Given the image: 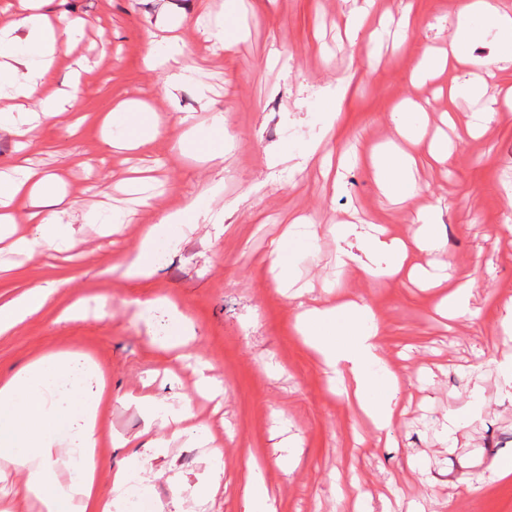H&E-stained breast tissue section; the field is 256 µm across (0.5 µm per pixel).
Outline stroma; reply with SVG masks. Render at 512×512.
<instances>
[{
    "instance_id": "obj_1",
    "label": "stroma",
    "mask_w": 512,
    "mask_h": 512,
    "mask_svg": "<svg viewBox=\"0 0 512 512\" xmlns=\"http://www.w3.org/2000/svg\"><path fill=\"white\" fill-rule=\"evenodd\" d=\"M193 0H48L52 13L83 20L81 38L63 47L54 84L81 73L85 121L70 114L42 126L18 151L0 132V172L29 158L59 175L62 190L113 219L87 224L64 215L75 249L46 258L0 252V302L28 288L55 286L40 313L0 335V384L36 359L69 357L83 372L81 392L105 386L96 448L99 493L112 497L115 472L159 440L151 493L142 512H243L249 461L261 464L277 512H512V475L497 479L494 459L512 456V395L498 368L512 339L498 327L512 297V110L497 109L485 130L469 133L472 102L449 99L463 73L421 79L417 57L447 46L462 0H374L371 28L351 37L349 13L364 0H206L187 28L192 79L171 93L142 59L145 31L192 16ZM224 24L230 49L210 40ZM159 116L156 137L123 157L108 154L99 117L118 102ZM422 104L421 121L447 139L449 164L415 147L413 178L423 191L404 203L387 198L369 159L324 172V150L369 152L397 134L392 113ZM223 112L225 129L212 126ZM191 112L184 133L176 113ZM224 146V161L205 162ZM438 204L447 238L437 259L470 279L474 317L448 324L436 313L439 288L409 280H371L336 268L330 224H383L409 237L411 209ZM162 226L149 275L132 277L125 260ZM314 221L315 238L291 244V276L302 298L284 293L272 250L293 218ZM367 302L381 328L382 355L403 375V414L393 440L366 427L298 330L302 306L336 299ZM78 316L63 319L72 304ZM208 361L218 395L197 392L195 360ZM173 405L190 399L191 432L149 421L138 399ZM480 408H473V398ZM462 420L456 443L443 442L449 413ZM222 486L204 499L172 500L169 480L202 487L214 450Z\"/></svg>"
}]
</instances>
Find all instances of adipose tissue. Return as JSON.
I'll use <instances>...</instances> for the list:
<instances>
[{"label":"adipose tissue","instance_id":"obj_1","mask_svg":"<svg viewBox=\"0 0 512 512\" xmlns=\"http://www.w3.org/2000/svg\"><path fill=\"white\" fill-rule=\"evenodd\" d=\"M45 0H17L9 19L0 26V130L10 133L19 146L31 145L40 125L51 123L70 111L77 99L76 91L53 87V65L62 47L71 43L80 27L79 21L67 16H52L44 9ZM489 21L499 39L512 45V15L502 12L494 0H464L456 20L454 34L442 54L422 52L418 71L432 77L438 70L453 64L470 67L468 78L455 84L450 93L478 103L472 114L473 129H481L488 120V109L480 105L484 97L503 101L512 108V88L505 94L493 93L490 78L512 69V56L476 58L467 47L477 31L474 18ZM171 24L160 22L148 30L149 43L164 41V56L146 52L147 69L162 77L160 87L170 90L188 76L190 67L184 40L171 32ZM379 184L386 192L413 195L417 187L408 176L410 157L402 149H391L377 157ZM28 202L29 221L33 229L26 238H14L15 215L10 209ZM82 210L79 200L61 195L58 180L38 167L19 164L13 174L0 173V242L13 239L16 248L28 253L44 250L56 252L72 246L73 240L62 217ZM414 226L412 243L386 237L383 229L373 225L361 228L354 224H336L332 231L340 247L338 261L345 268H358L371 279H397L404 270L434 282L436 273L410 264V246L434 252L441 250L438 209L435 205L416 208L408 216ZM54 288L39 287L0 304V335L6 334L41 311L52 299ZM299 331L322 357L325 365L340 380L353 387L357 407L378 431L392 434L398 418L403 389L402 376L393 372L381 353L379 323L368 304L349 301L333 307L312 306L302 313ZM70 362L60 355H47L27 369L0 384V459L26 470L25 494L39 496L44 512H58L61 501L72 502V512H120L124 496L142 482L156 446H148L128 459L113 478L112 499L98 492L99 408L103 395L81 400L84 416L82 443L76 453L81 458L77 478L61 481L51 464L61 445L60 433L65 425L52 399V385L70 374Z\"/></svg>","mask_w":512,"mask_h":512}]
</instances>
